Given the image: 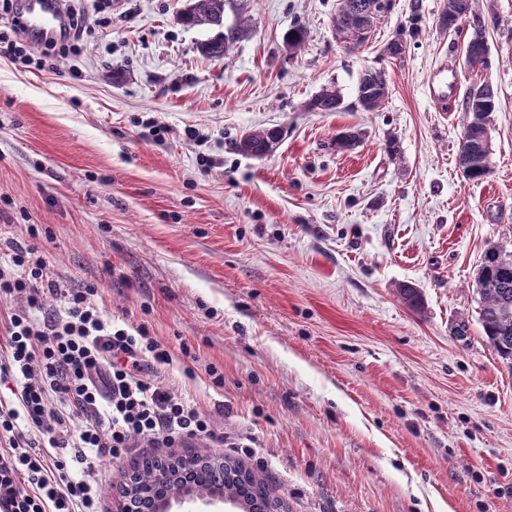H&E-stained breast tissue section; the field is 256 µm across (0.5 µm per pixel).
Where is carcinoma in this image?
<instances>
[{
    "label": "carcinoma",
    "mask_w": 512,
    "mask_h": 512,
    "mask_svg": "<svg viewBox=\"0 0 512 512\" xmlns=\"http://www.w3.org/2000/svg\"><path fill=\"white\" fill-rule=\"evenodd\" d=\"M369 17V26L384 17L381 0H340L334 18V28L344 36L348 20L353 14ZM468 15L476 26L465 33L466 44L487 42L486 26L478 0H447L441 25L463 30L464 21L456 15ZM178 21L187 27H207L216 34L198 45L199 53L209 59L222 60L229 44L236 41L239 32L224 30V0H186L178 14ZM471 69H483L489 64V50L479 46L466 57ZM388 95L385 73L368 69L363 72L357 87V99L367 112L382 106ZM343 100L333 88H326L310 103L317 112H338ZM498 105L497 90L488 82L469 90L463 104L465 120L457 151V162L469 180H480L491 172L490 157L483 151L489 133L490 116ZM279 128L259 127L247 131L240 138L238 148L249 155L262 157L269 144L281 140ZM477 292L481 299L480 321L487 342L504 360L512 364V250L502 245L488 248L477 271ZM398 297L409 307L420 309L422 297L417 288L409 284L397 287ZM138 473L136 494L152 493L164 496L177 492L188 484L197 489L208 488L205 476L215 468L224 469V498L232 501L239 512H274L278 505L270 499L269 483L265 472L246 466L242 461L225 457L217 459L210 449L196 446L187 456L154 460L143 458L133 463ZM191 473V479L185 474Z\"/></svg>",
    "instance_id": "obj_1"
}]
</instances>
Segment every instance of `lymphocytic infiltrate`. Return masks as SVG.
<instances>
[{"label": "lymphocytic infiltrate", "instance_id": "f902f5d3", "mask_svg": "<svg viewBox=\"0 0 512 512\" xmlns=\"http://www.w3.org/2000/svg\"><path fill=\"white\" fill-rule=\"evenodd\" d=\"M0 259V381L13 383L0 400V512H99L98 482L76 475L125 457L136 440L170 445L212 436L197 403L165 383L167 346L115 325L95 287L60 289L35 243ZM60 294L59 309L45 299Z\"/></svg>", "mask_w": 512, "mask_h": 512}]
</instances>
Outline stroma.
I'll return each mask as SVG.
<instances>
[{
  "mask_svg": "<svg viewBox=\"0 0 512 512\" xmlns=\"http://www.w3.org/2000/svg\"><path fill=\"white\" fill-rule=\"evenodd\" d=\"M409 2L350 48L339 0H226L243 33L208 60L185 0H62L89 19L77 52L41 41L42 68L0 54V255L41 225L60 288H98L112 320L174 348L166 383L209 414L212 453L264 469L287 512H512V369L475 281L489 247L512 250V0H480L483 70L441 26L446 0H422L388 57ZM442 67L460 78L448 104L426 93ZM369 68L389 88L377 112L357 103ZM483 81L498 107L477 182L457 151ZM330 87L342 110L308 111ZM271 126L273 154L238 149ZM348 129L357 143L337 147Z\"/></svg>",
  "mask_w": 512,
  "mask_h": 512,
  "instance_id": "1",
  "label": "stroma"
}]
</instances>
